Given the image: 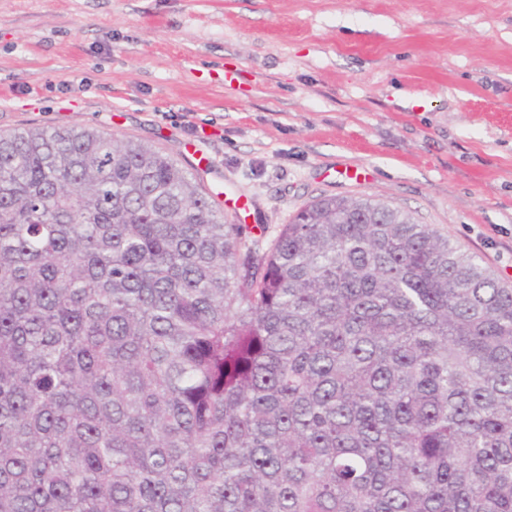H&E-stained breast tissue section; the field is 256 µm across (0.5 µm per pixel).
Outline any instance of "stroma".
I'll return each mask as SVG.
<instances>
[{
    "mask_svg": "<svg viewBox=\"0 0 512 512\" xmlns=\"http://www.w3.org/2000/svg\"><path fill=\"white\" fill-rule=\"evenodd\" d=\"M76 125L264 241L370 198L512 287V0H0V132Z\"/></svg>",
    "mask_w": 512,
    "mask_h": 512,
    "instance_id": "1",
    "label": "stroma"
}]
</instances>
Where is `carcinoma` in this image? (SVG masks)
Wrapping results in <instances>:
<instances>
[{"instance_id": "carcinoma-1", "label": "carcinoma", "mask_w": 512, "mask_h": 512, "mask_svg": "<svg viewBox=\"0 0 512 512\" xmlns=\"http://www.w3.org/2000/svg\"><path fill=\"white\" fill-rule=\"evenodd\" d=\"M0 512H512V288L384 203L263 248L156 149L0 133Z\"/></svg>"}]
</instances>
